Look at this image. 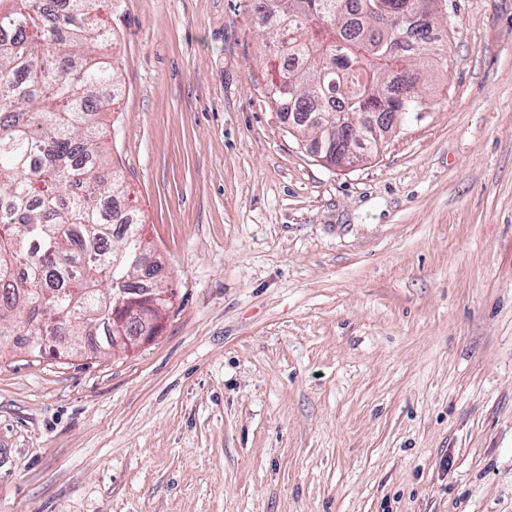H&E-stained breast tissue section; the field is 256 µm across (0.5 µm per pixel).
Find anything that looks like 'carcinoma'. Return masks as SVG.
Returning a JSON list of instances; mask_svg holds the SVG:
<instances>
[{
    "instance_id": "cac0c4a2",
    "label": "carcinoma",
    "mask_w": 512,
    "mask_h": 512,
    "mask_svg": "<svg viewBox=\"0 0 512 512\" xmlns=\"http://www.w3.org/2000/svg\"><path fill=\"white\" fill-rule=\"evenodd\" d=\"M253 0L278 66L269 95L316 120L330 162L359 147L378 152L374 113L424 109L420 69L438 54L437 0ZM98 0H0V346L42 336L69 352L86 339L107 351L113 283L152 288L135 264L142 225L117 205L126 197L101 143L98 92L116 85L101 60Z\"/></svg>"
}]
</instances>
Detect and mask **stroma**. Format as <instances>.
Returning a JSON list of instances; mask_svg holds the SVG:
<instances>
[{"mask_svg":"<svg viewBox=\"0 0 512 512\" xmlns=\"http://www.w3.org/2000/svg\"><path fill=\"white\" fill-rule=\"evenodd\" d=\"M436 7L421 117L339 167L250 0H103L104 143L176 295L131 352L0 350V512H512V0Z\"/></svg>","mask_w":512,"mask_h":512,"instance_id":"stroma-1","label":"stroma"}]
</instances>
